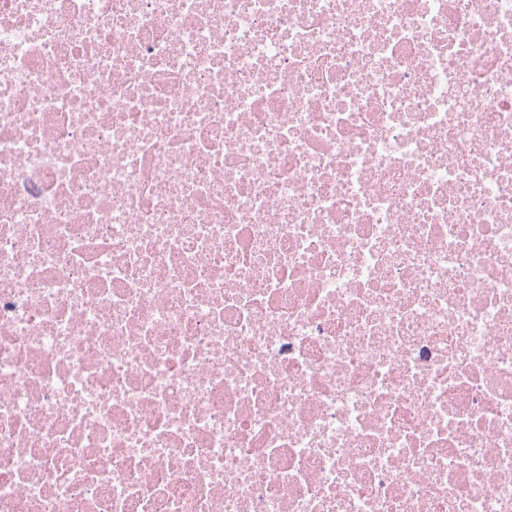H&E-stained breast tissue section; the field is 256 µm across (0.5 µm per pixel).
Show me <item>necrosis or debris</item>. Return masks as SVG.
<instances>
[{
    "label": "necrosis or debris",
    "instance_id": "necrosis-or-debris-1",
    "mask_svg": "<svg viewBox=\"0 0 512 512\" xmlns=\"http://www.w3.org/2000/svg\"><path fill=\"white\" fill-rule=\"evenodd\" d=\"M0 512H512V0H0Z\"/></svg>",
    "mask_w": 512,
    "mask_h": 512
}]
</instances>
